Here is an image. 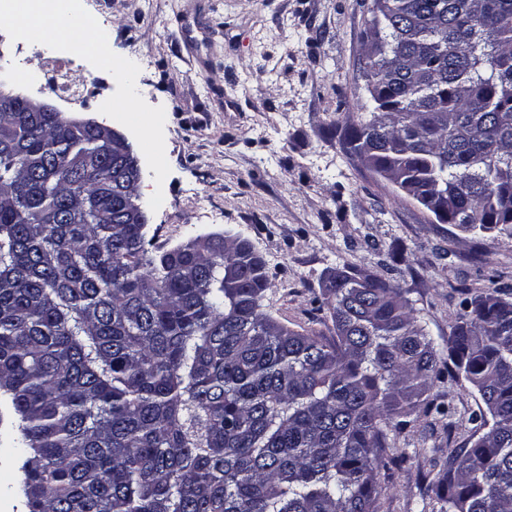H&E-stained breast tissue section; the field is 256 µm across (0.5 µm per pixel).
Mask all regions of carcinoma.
Returning a JSON list of instances; mask_svg holds the SVG:
<instances>
[{"label":"carcinoma","instance_id":"carcinoma-1","mask_svg":"<svg viewBox=\"0 0 512 512\" xmlns=\"http://www.w3.org/2000/svg\"><path fill=\"white\" fill-rule=\"evenodd\" d=\"M373 101L347 129L447 223L512 237V0H363ZM112 141L0 113V395L28 512H378L390 443L444 377L486 429L418 486L427 512H512V296L474 292L443 356L403 289L342 271L335 336L262 310L265 261L226 234L157 256L118 220Z\"/></svg>","mask_w":512,"mask_h":512}]
</instances>
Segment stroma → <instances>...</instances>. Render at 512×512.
<instances>
[{
	"instance_id": "1",
	"label": "stroma",
	"mask_w": 512,
	"mask_h": 512,
	"mask_svg": "<svg viewBox=\"0 0 512 512\" xmlns=\"http://www.w3.org/2000/svg\"><path fill=\"white\" fill-rule=\"evenodd\" d=\"M112 37L42 25L38 47L18 45L0 16V88L123 133L141 161L150 254L226 233L266 262L263 309L288 327L331 337L315 304L333 271L367 269L406 292L437 349L461 313L463 289L512 286V237L437 223L397 185L347 154L354 112L371 107L360 71L365 14L358 0H79ZM72 44L65 67L88 87L66 102L37 84L51 41ZM397 260H390V253ZM431 397L451 415L394 434L411 454L386 482L380 512H421L417 485L469 447L481 400L461 377ZM20 420L0 402V512H28L19 484Z\"/></svg>"
}]
</instances>
